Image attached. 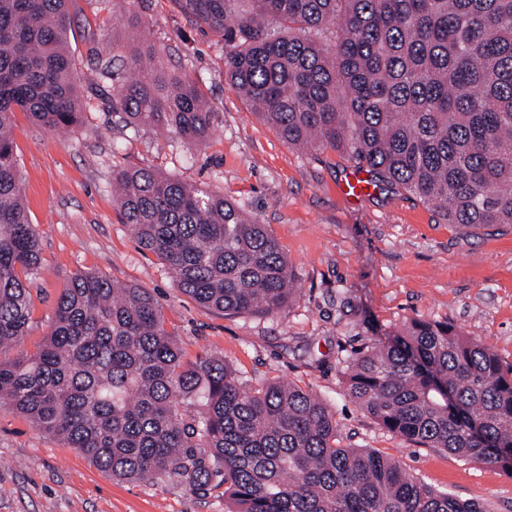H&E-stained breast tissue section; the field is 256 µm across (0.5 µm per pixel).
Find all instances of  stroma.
Segmentation results:
<instances>
[{"mask_svg": "<svg viewBox=\"0 0 512 512\" xmlns=\"http://www.w3.org/2000/svg\"><path fill=\"white\" fill-rule=\"evenodd\" d=\"M70 51L83 101L70 134L16 113L12 138L25 203L41 245L29 276L33 304L17 352L33 354L50 331L70 273L88 270L157 299L186 360L219 357L240 382H291L336 411L342 446L373 448L404 471L486 512H512V476L500 468L423 448L382 428L347 396L341 344L389 337L414 320L445 321L482 339L512 365V225L476 230L402 190L350 201L338 185L357 167L343 150L284 142L224 76L221 38L195 24L177 0H71ZM154 46L164 70L193 80L212 110L204 144L137 127L112 99ZM113 58L98 73V56ZM146 165L224 194L265 224L288 258L297 291L268 317L227 315L174 288L167 268L138 244L112 196L114 172ZM167 481L119 483L0 406V512H226Z\"/></svg>", "mask_w": 512, "mask_h": 512, "instance_id": "1", "label": "stroma"}]
</instances>
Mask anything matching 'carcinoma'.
I'll list each match as a JSON object with an SVG mask.
<instances>
[{
  "label": "carcinoma",
  "instance_id": "1",
  "mask_svg": "<svg viewBox=\"0 0 512 512\" xmlns=\"http://www.w3.org/2000/svg\"><path fill=\"white\" fill-rule=\"evenodd\" d=\"M230 48L225 76L291 146L346 148L371 181L444 205L465 228L512 224V0H178ZM337 33L330 47L320 41ZM70 0H0V348L20 343L40 264L11 138L14 112L55 132L81 101ZM135 126L198 145L197 85L144 68L117 91ZM125 223L175 287L230 314L292 298L288 258L242 208L149 166L113 177ZM346 394L425 448L512 474V367L446 322L368 337ZM112 478L166 480L231 512H484L340 445L336 413L291 383L246 387L221 358L187 361L154 296L71 273L37 353L0 359V401Z\"/></svg>",
  "mask_w": 512,
  "mask_h": 512
}]
</instances>
